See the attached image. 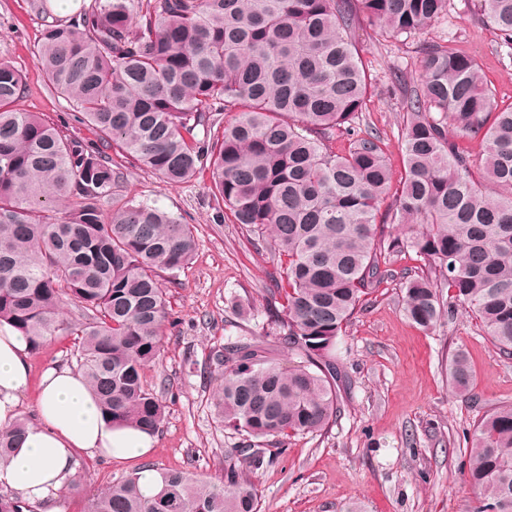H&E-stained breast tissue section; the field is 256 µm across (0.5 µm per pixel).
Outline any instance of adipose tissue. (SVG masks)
Masks as SVG:
<instances>
[{"instance_id":"ef3b65f1","label":"adipose tissue","mask_w":512,"mask_h":512,"mask_svg":"<svg viewBox=\"0 0 512 512\" xmlns=\"http://www.w3.org/2000/svg\"><path fill=\"white\" fill-rule=\"evenodd\" d=\"M29 361L25 337L10 326L0 327V427L18 416L30 384ZM152 444L147 434L113 427L80 371L52 367L40 378L21 448L0 468V486L37 504L41 512H60L59 498L76 475L80 455L138 457Z\"/></svg>"}]
</instances>
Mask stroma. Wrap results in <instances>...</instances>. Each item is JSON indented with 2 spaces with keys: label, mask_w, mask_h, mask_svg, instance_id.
<instances>
[{
  "label": "stroma",
  "mask_w": 512,
  "mask_h": 512,
  "mask_svg": "<svg viewBox=\"0 0 512 512\" xmlns=\"http://www.w3.org/2000/svg\"><path fill=\"white\" fill-rule=\"evenodd\" d=\"M92 0H0V52L27 80L18 107L66 116L68 103L46 85L35 56L47 22L67 20ZM354 39L377 78L363 122L384 137L393 172L402 168V95L421 75L419 42H437L475 56L499 105L512 104V49L501 46L478 0H450L448 12L418 39H384L361 24ZM207 175L172 186L127 168L117 196L156 206L195 225L197 250L170 286V315L159 361L147 370L164 386L166 417L144 456L82 458L75 476L83 494H64L63 512H84L85 493L148 466L197 479L221 473L234 438L220 428L210 398L216 382L205 368L210 350L227 339L263 332V291L273 266L232 216L216 218ZM400 282L380 287L352 318L339 343L345 379L335 422L318 435L292 437L286 452L256 480L261 512H473L476 495L461 464L463 435L492 407L512 403V358L503 356L465 312L422 331L406 318ZM465 349L475 396L457 400L448 364Z\"/></svg>",
  "instance_id": "stroma-1"
}]
</instances>
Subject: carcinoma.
Here are the masks:
<instances>
[{
  "instance_id": "1",
  "label": "carcinoma",
  "mask_w": 512,
  "mask_h": 512,
  "mask_svg": "<svg viewBox=\"0 0 512 512\" xmlns=\"http://www.w3.org/2000/svg\"><path fill=\"white\" fill-rule=\"evenodd\" d=\"M449 0H93L44 25L38 62L90 143L39 112H22L23 74L0 54V324L33 352L60 340L118 427L153 435L165 405L145 368L161 355L164 274L187 266L194 225L118 198L112 153L178 185L209 171L211 190L270 256L266 331L216 346L211 405L238 439L209 480L159 472L92 495L87 512H260L255 483L288 438L336 419V354L356 309L413 252L407 319L429 331L461 308L512 356V105L501 107L468 52L420 46L419 83L403 91V168L393 174L380 133L360 127L374 82L353 31L411 36ZM512 46V0H480ZM224 126L213 130V113ZM204 137H199V132ZM477 138L475 163L460 144ZM112 203V210L104 209ZM448 298H443V289ZM83 320L60 316L63 307ZM276 341L302 358L286 366ZM455 397L475 395L458 348ZM26 419L0 429V464ZM474 512H512V404L485 412L465 436ZM0 512H33L0 488Z\"/></svg>"
}]
</instances>
